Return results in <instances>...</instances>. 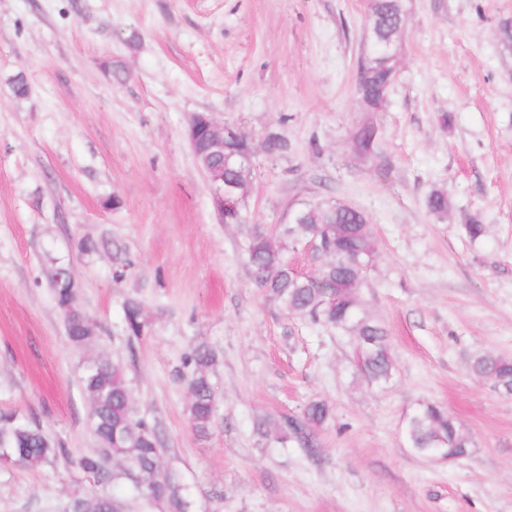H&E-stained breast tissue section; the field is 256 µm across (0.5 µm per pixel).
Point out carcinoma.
Listing matches in <instances>:
<instances>
[{
  "instance_id": "carcinoma-1",
  "label": "carcinoma",
  "mask_w": 512,
  "mask_h": 512,
  "mask_svg": "<svg viewBox=\"0 0 512 512\" xmlns=\"http://www.w3.org/2000/svg\"><path fill=\"white\" fill-rule=\"evenodd\" d=\"M404 0H370L368 25L371 31L360 60L359 92L368 104L388 93L396 70L392 60L394 45L404 22ZM361 156L373 153L376 130L372 125L359 128L353 137ZM248 140L224 138V156L210 160L224 166V185L235 187L240 202L224 214L226 224H248V187L255 169L242 156L250 154ZM429 213L441 218L448 213V191L431 190L425 198ZM315 242L311 255L316 262L313 274H301L288 263V252ZM246 264L257 288L276 300L293 319L321 325L344 337L355 352L361 374L371 383L382 384L392 375L388 336L382 324L364 306L363 288L375 251L370 224L365 214L337 200H317L293 212L278 243L260 224L253 225L244 249ZM67 278L59 270L51 280L55 304L63 316L72 347L84 350L96 342L93 324L78 307L77 295L56 284ZM127 336L140 339L149 330L144 307L138 298H127L123 306ZM216 363L213 351L196 346L183 359L184 382L190 395L189 420L195 433L211 428L217 411V393L211 380ZM472 373L491 387L512 395V359L493 352L479 353L470 361ZM82 390L92 405L91 433L96 448L77 460L79 469L97 483L123 479L132 493L165 512H191L192 501L181 474L161 468L163 448L154 428L137 416L123 365L100 357L87 361L81 376ZM329 416V408L312 401L299 419L287 421V429L305 445H312L314 430ZM405 434L412 448H440L444 460L464 456L473 445L442 407L427 403L408 417ZM56 446L37 423L22 422L12 414L0 416V463L38 470L59 457ZM116 471H107V463ZM74 512H120L118 503L107 493L78 498Z\"/></svg>"
}]
</instances>
